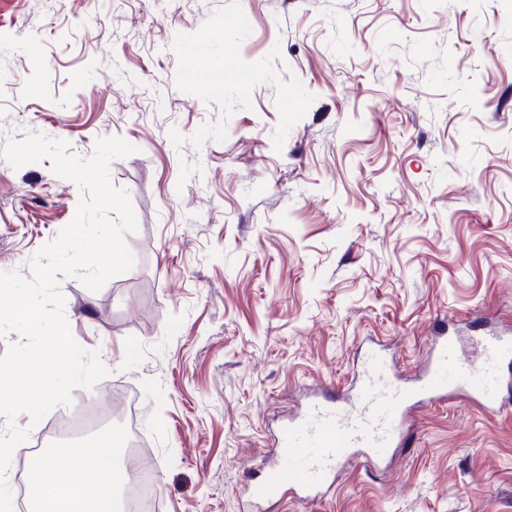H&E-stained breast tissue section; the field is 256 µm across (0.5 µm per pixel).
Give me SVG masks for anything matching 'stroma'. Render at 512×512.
<instances>
[{
	"instance_id": "1",
	"label": "stroma",
	"mask_w": 512,
	"mask_h": 512,
	"mask_svg": "<svg viewBox=\"0 0 512 512\" xmlns=\"http://www.w3.org/2000/svg\"><path fill=\"white\" fill-rule=\"evenodd\" d=\"M29 133L136 148L109 169L134 267L60 288L109 370L73 402L122 437L133 399L160 512H244L280 425L369 348L411 379L431 337L512 326V0H0V150ZM79 198L0 157V271L30 276ZM69 412L19 414L27 447H95ZM268 512H512V408L419 405L377 468Z\"/></svg>"
}]
</instances>
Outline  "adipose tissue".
<instances>
[{"instance_id": "adipose-tissue-1", "label": "adipose tissue", "mask_w": 512, "mask_h": 512, "mask_svg": "<svg viewBox=\"0 0 512 512\" xmlns=\"http://www.w3.org/2000/svg\"><path fill=\"white\" fill-rule=\"evenodd\" d=\"M27 512H118V488L128 480L113 444L93 450L49 448L28 465Z\"/></svg>"}]
</instances>
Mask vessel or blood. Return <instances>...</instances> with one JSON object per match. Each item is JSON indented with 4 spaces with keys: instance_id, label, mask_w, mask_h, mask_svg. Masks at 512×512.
Segmentation results:
<instances>
[{
    "instance_id": "vessel-or-blood-1",
    "label": "vessel or blood",
    "mask_w": 512,
    "mask_h": 512,
    "mask_svg": "<svg viewBox=\"0 0 512 512\" xmlns=\"http://www.w3.org/2000/svg\"><path fill=\"white\" fill-rule=\"evenodd\" d=\"M481 343L482 357L463 362L456 338L439 337L435 364L411 384L391 375L380 353H370L346 398L311 400L281 426L277 443L288 458L267 460L263 481L248 489L251 500H279L289 492L305 500L332 484L346 459L378 462L400 439L412 404L439 400L449 390L496 409L502 388L512 387L499 372L501 363L512 360V336L495 333Z\"/></svg>"
}]
</instances>
